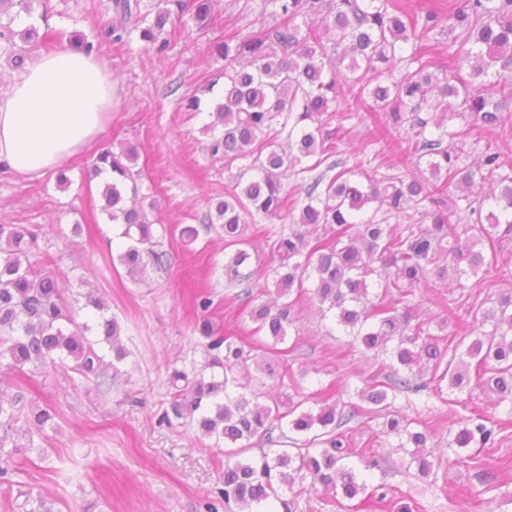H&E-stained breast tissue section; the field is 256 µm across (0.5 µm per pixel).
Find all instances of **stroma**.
<instances>
[{
  "label": "stroma",
  "instance_id": "35a3bbf8",
  "mask_svg": "<svg viewBox=\"0 0 512 512\" xmlns=\"http://www.w3.org/2000/svg\"><path fill=\"white\" fill-rule=\"evenodd\" d=\"M46 5V15H33L32 24L48 23L67 39L103 42L101 55L112 70L121 104L98 148L122 142L137 147L144 173L140 194L152 204L158 222L205 223L209 195L223 192L233 174L204 151V119L182 112L180 99L223 72L214 44L223 41L226 30H254L261 0H217L214 12L222 22L201 35L190 18H183L179 34L162 55L136 34L123 45L104 42V32L115 20L112 0H46ZM95 156L91 150L70 161L71 184L64 190L52 175L37 181L0 175V223L53 225V232L39 241L41 251L55 259L54 271L68 296L95 290L105 298L129 352L124 376L109 390L51 368L28 366L0 378L1 388L23 390L58 411L54 428L10 461L13 478L32 493L49 496L57 512H208L212 504L218 512H238L220 503L224 468L217 449L185 422L160 421L167 406L169 367L202 358L195 330L199 314L189 302L190 293L209 294V315L224 332L243 338L251 326L235 289L224 283V242L216 233L204 232L188 250L180 240L167 238V268L148 271L143 282L132 281L112 261L118 253L117 227L105 215H98L91 231L72 232L90 208L101 205L99 189L83 180ZM511 285L493 273L466 290L429 282L416 288L414 301L433 321H446L447 332H458L470 325L477 308ZM327 329L312 311H304L301 341L288 354L283 390L307 393L343 378L349 402H356L355 391L362 377L373 372V362ZM395 405L409 418L429 424L434 470L423 479L406 469L379 421L365 417L352 422L345 448L355 457L364 451L376 455L380 466L371 481L383 485L386 498L363 494L343 512H394L398 501L411 512H504L505 499L512 497V418L491 406L489 393L462 394L447 402L435 395H400ZM476 411L495 424V445L466 461L449 459L446 442L460 421ZM489 470L497 476L490 488L483 481Z\"/></svg>",
  "mask_w": 512,
  "mask_h": 512
}]
</instances>
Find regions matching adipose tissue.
Listing matches in <instances>:
<instances>
[{
	"label": "adipose tissue",
	"mask_w": 512,
	"mask_h": 512,
	"mask_svg": "<svg viewBox=\"0 0 512 512\" xmlns=\"http://www.w3.org/2000/svg\"><path fill=\"white\" fill-rule=\"evenodd\" d=\"M120 97L106 60L70 48L31 57L0 94V172L36 180L91 149Z\"/></svg>",
	"instance_id": "ef3b65f1"
}]
</instances>
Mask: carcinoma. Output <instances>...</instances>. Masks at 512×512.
<instances>
[{
  "label": "carcinoma",
  "instance_id": "obj_1",
  "mask_svg": "<svg viewBox=\"0 0 512 512\" xmlns=\"http://www.w3.org/2000/svg\"><path fill=\"white\" fill-rule=\"evenodd\" d=\"M0 0V56L14 69L55 40L29 24L34 2ZM274 22L242 35L224 34L215 45L224 58V84L205 85L207 103L193 94L181 98L184 111L207 112L201 132L209 156L238 166L224 193L209 199L207 231L224 238V281L242 287L243 302L255 324V340L244 344L207 318L196 330L204 340V361L174 368L168 378L169 410L164 419H185L213 441L224 457V503L240 512H271L280 504L292 512L304 481L323 490V509L337 512L382 486L370 487L365 472L379 466L373 455L359 456L363 469L343 448L344 428L369 415L382 420V432L398 439L408 467L422 477L433 471L427 428L394 410L399 394H443L478 388L497 394L496 405L512 412V292L475 312L464 336L448 337L446 350L420 319L415 288L427 280L452 279L457 287L497 265L493 251L499 228L512 233V157L487 143L477 149L466 128L447 124L450 99L461 100L471 122L485 128L512 124V0H428L419 11L408 0H264ZM213 0H193L191 19L198 33L217 25ZM119 22L106 32L124 44L131 28L158 53L176 32L168 8L153 19L141 13L140 0H114ZM448 36L452 67L439 77L429 72L438 44L437 28ZM336 35L327 51L325 34ZM379 126L368 142L373 158L385 141L404 133V159L424 166L419 176L385 174L360 161L346 164L344 149L327 118L352 121L360 113ZM477 157L475 164L464 159ZM136 147L102 149L93 172L106 176L100 211L122 226L126 240L117 256L135 282L148 267L169 261L161 249L167 235L184 246L200 236L194 225L170 228L151 222L139 201L141 171ZM304 176L303 196L288 191L289 174ZM459 195L448 198V188ZM486 219L463 226L451 216L481 214ZM290 220L288 229L266 232L273 264L261 268L248 234L249 225ZM43 224H0V363L21 371L27 365L71 371L96 386H112L128 351L121 326L107 315L105 300L92 293L84 307L94 322L76 319L66 289L49 271L51 258L35 251ZM272 277L275 298L259 301L253 288ZM318 307L329 330L351 338V345L373 356L378 370L356 391L362 404L336 398L324 388L298 400L286 392L242 383L238 368L250 357H286L290 333H299L304 305ZM106 344V362L98 345ZM452 359L444 361L448 352ZM476 361L475 374L468 372ZM58 416L56 408L27 400L23 392L0 391V460L33 444H18L17 424L41 434ZM495 425L482 416L460 422L448 440L458 457L495 444ZM259 449V454L252 451ZM17 512H55L54 502L18 491Z\"/></svg>",
  "mask_w": 512,
  "mask_h": 512
}]
</instances>
